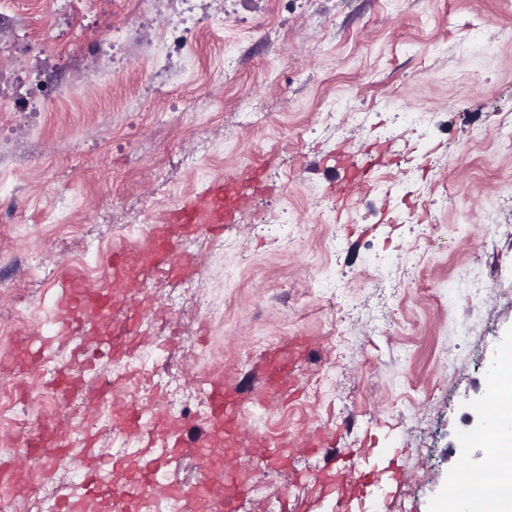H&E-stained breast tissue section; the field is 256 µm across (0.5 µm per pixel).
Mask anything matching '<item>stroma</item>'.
<instances>
[{"label":"stroma","mask_w":512,"mask_h":512,"mask_svg":"<svg viewBox=\"0 0 512 512\" xmlns=\"http://www.w3.org/2000/svg\"><path fill=\"white\" fill-rule=\"evenodd\" d=\"M183 51L158 68L149 50L168 17L158 0H0V462L22 435L16 421L46 417L41 438L70 441L79 469L160 442L112 428L102 380L128 375L157 403L183 380L235 379L247 425L232 454L245 468L257 441L286 448L285 463L251 471L236 512H333L314 479L354 448L386 471L380 512H435L454 482L488 473L489 367L512 348V0H188ZM51 88L47 99L30 94ZM361 108L408 126L428 124L415 146L422 167L390 165L373 178L393 193L356 190L350 209L329 191L340 153L391 150L374 126L320 115ZM165 157L170 202L207 184L257 171L240 224L182 238L198 270L136 296L154 302L129 344L127 309L114 316L120 358L81 372L71 412L36 400L43 370L71 371L80 337H57L51 318L65 270L89 274L100 256L134 244L163 213L149 208L154 163ZM294 217L287 231L256 218L269 201ZM417 208L441 227L405 265ZM495 210L497 221L485 223ZM401 266L359 280L369 253ZM492 275L476 337L458 336L467 306L458 265ZM343 323L344 335L333 331ZM307 336L301 395L257 397L250 382L273 347ZM171 338L167 349L156 344ZM93 429V447L80 444ZM428 447V454L417 451ZM48 493L16 498L17 512H52L76 480L43 464Z\"/></svg>","instance_id":"35a3bbf8"}]
</instances>
